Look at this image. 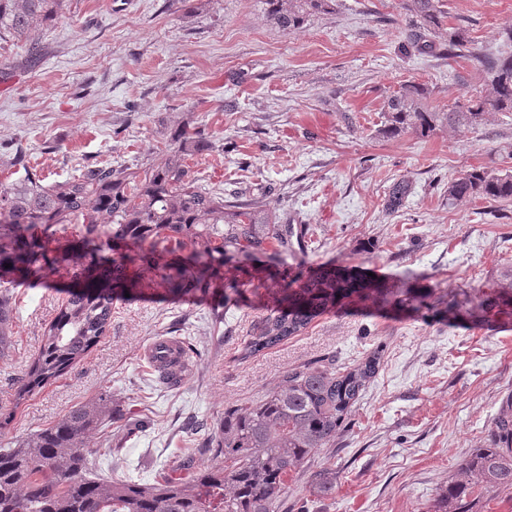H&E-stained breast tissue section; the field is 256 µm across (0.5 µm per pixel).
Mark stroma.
Masks as SVG:
<instances>
[{"instance_id": "35a3bbf8", "label": "stroma", "mask_w": 512, "mask_h": 512, "mask_svg": "<svg viewBox=\"0 0 512 512\" xmlns=\"http://www.w3.org/2000/svg\"><path fill=\"white\" fill-rule=\"evenodd\" d=\"M406 0H336L294 31L261 0H66L32 41L0 40V169L16 148L48 181L107 164L160 162L167 128L189 123L213 147L189 164L226 200L256 199L303 229L307 264L381 271L384 282L488 295L512 280V202L449 203V179L474 168L512 170V115L493 113L459 131L379 128L389 98L408 82L432 91L438 110L484 88L467 57L444 59L408 44ZM449 28L483 51L512 53V0H443ZM37 52H30V42ZM411 192L396 209L392 186ZM50 273L15 290L13 347L0 359V447L107 394L147 431L120 439L116 426L88 445L103 476L153 479L202 452L188 419L215 428L225 406L257 401L292 367L329 360L352 367L380 353L375 376L331 447L288 483L286 512H428L472 449L485 447L512 395V320L480 326L377 307L329 312L300 335L256 355L244 346L262 314L250 293H155L118 299L112 325L79 363L23 403L13 382L37 356L47 323L67 298ZM161 338L203 355L177 386L143 357ZM329 467L336 488L310 493L307 472Z\"/></svg>"}]
</instances>
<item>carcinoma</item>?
Segmentation results:
<instances>
[{"instance_id": "cac0c4a2", "label": "carcinoma", "mask_w": 512, "mask_h": 512, "mask_svg": "<svg viewBox=\"0 0 512 512\" xmlns=\"http://www.w3.org/2000/svg\"><path fill=\"white\" fill-rule=\"evenodd\" d=\"M279 28H300L336 0H261ZM64 0H0V38L29 39L53 23ZM421 26L410 35L420 53L436 50L430 34L442 27V0H409ZM446 51L475 59L486 89L446 112L429 105L430 89L408 82L390 97L381 133L408 129L427 134L446 121L473 128L491 112H512V55L493 58L466 33H448ZM210 147L204 133L184 123L164 143V160L135 171L95 166L46 185L30 171L0 180V359L13 343L14 289L43 283L60 272L72 289L46 327L40 352L18 378L16 400L26 399L80 361L112 323V302L127 293L167 291L181 296L219 288L230 299L252 290L263 302L245 354L275 347L305 331L320 314L369 302L450 321L489 319L487 308L512 317V289L469 308L454 299H432L427 288L399 297L381 280L336 266L293 267L282 261L291 237H302L271 211L253 202L226 201L224 194L191 175L187 157ZM485 199L512 202V171L473 170L448 181V202ZM72 230L65 241L58 230ZM179 370L161 379L177 384L195 347L182 343ZM378 358L353 367L299 366L259 401L224 408L204 451L211 463L181 459L182 474L163 473L152 482L108 480L93 474L95 459L86 436L113 418L104 403L78 405L14 448H0V512H281L288 476L297 472L336 435L376 374ZM465 480L448 482L428 512H469L479 494H512V397L490 429V442L460 464ZM313 491L331 492L336 473L309 476Z\"/></svg>"}]
</instances>
